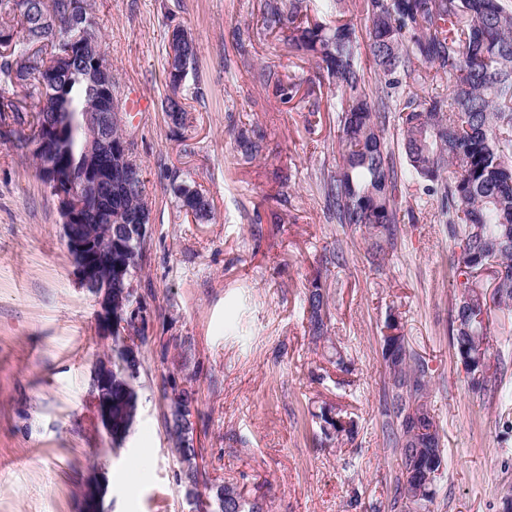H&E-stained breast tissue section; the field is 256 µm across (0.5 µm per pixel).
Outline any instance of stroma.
<instances>
[{
	"mask_svg": "<svg viewBox=\"0 0 512 512\" xmlns=\"http://www.w3.org/2000/svg\"><path fill=\"white\" fill-rule=\"evenodd\" d=\"M262 0H93L118 92L148 103L127 135L151 206L140 293L153 341L143 347L141 411L120 451L97 421L91 372L112 341L99 335L55 198L32 160L0 137V512H83L81 489L104 469L106 512H191L169 450L162 377L191 381L204 480L234 483L264 512H395L399 450L386 429L381 336L398 315L429 366V401L447 464L428 512H502L512 496V307L496 310L491 390L470 385L450 340L459 294L454 246L432 199L410 185L397 247L371 263L362 232L329 219L317 185L335 169L336 91H317L321 119L259 82L265 67L318 82L313 60L260 23ZM182 26L198 51L183 94L189 124L174 136L162 108L163 48ZM264 149L243 157L239 130ZM213 202L198 223L180 212L173 176ZM340 261L320 272L323 255ZM330 294L331 336L350 357L336 369L301 306L313 280ZM356 423L321 436L322 404Z\"/></svg>",
	"mask_w": 512,
	"mask_h": 512,
	"instance_id": "stroma-1",
	"label": "stroma"
}]
</instances>
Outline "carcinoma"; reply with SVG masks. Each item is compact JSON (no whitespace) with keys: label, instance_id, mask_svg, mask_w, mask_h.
<instances>
[{"label":"carcinoma","instance_id":"cac0c4a2","mask_svg":"<svg viewBox=\"0 0 512 512\" xmlns=\"http://www.w3.org/2000/svg\"><path fill=\"white\" fill-rule=\"evenodd\" d=\"M365 21L359 28L336 19L328 25L309 15V0H265L262 24L268 31L288 30V45L300 57L316 59L321 77L336 87V126L339 162L323 176L320 189L338 224L364 231L377 260L394 249L403 192L410 182L424 184L437 202L438 221L449 225L458 248L454 275L460 295L452 319V345L473 384L487 382L478 372L477 356L492 358L488 336L495 308L512 301V4L507 0H360ZM53 15L68 28L72 62L59 64V44L48 31L37 32L42 15ZM102 37L91 0H0V126H17L13 147L38 161L32 148L38 135H49L57 150L56 178L89 164L85 116L93 111L94 91L86 70L94 59L86 52L81 28ZM176 31L167 34L164 78L169 94L164 112L173 132L184 129L189 116L182 103L185 80L196 70L197 48L177 46ZM366 42L375 71L384 82L383 95L369 94L358 64L361 42ZM57 71L56 82L42 83L43 68ZM448 78V94L421 96L419 91L441 77ZM283 102L293 100L301 84L281 79L272 71L260 74ZM398 126L406 157L398 169L383 137L389 123ZM237 149L253 158L260 139L247 130L235 138ZM180 209L198 222L210 219L213 202L192 183L173 182ZM147 204L142 173L127 183L119 205L133 214ZM84 235L94 240L102 262L125 264V277L140 282L138 274L148 259L149 237H133L125 226L110 219L93 202L80 220ZM492 260L501 272L492 295L476 292L478 285L462 277L475 270L478 259ZM310 332L315 341L330 344L334 363L348 370L347 356L332 344L329 295L318 282L306 296ZM127 348L112 342V402L124 396ZM388 377L386 415L396 428L394 445L400 457L444 452L439 425L428 402L431 373L412 350L407 336L382 345ZM165 422L170 451L179 463L176 481L186 489L198 487L194 424L185 425L172 409L171 394L184 404L196 401L189 386L166 389ZM324 438H351L356 424L342 422L344 414L324 405L314 414ZM416 483H398L394 504L401 512H424L434 485L424 487L419 499L410 496ZM213 505L206 512H263L233 483L212 489Z\"/></svg>","mask_w":512,"mask_h":512}]
</instances>
